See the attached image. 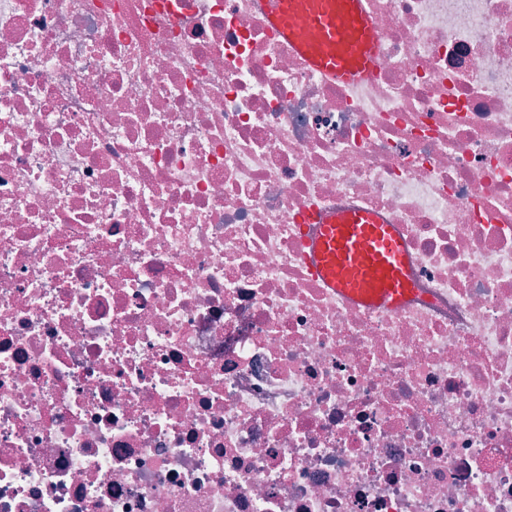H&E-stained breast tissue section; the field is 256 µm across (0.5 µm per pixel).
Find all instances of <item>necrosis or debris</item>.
<instances>
[{
	"label": "necrosis or debris",
	"instance_id": "obj_1",
	"mask_svg": "<svg viewBox=\"0 0 512 512\" xmlns=\"http://www.w3.org/2000/svg\"><path fill=\"white\" fill-rule=\"evenodd\" d=\"M0 0V512H512V0ZM392 225L411 291L313 277ZM264 12L314 71L345 85L375 72L380 36L364 0H264ZM315 218L306 255L312 275L368 307L397 308L411 288L405 249L392 225L363 210Z\"/></svg>",
	"mask_w": 512,
	"mask_h": 512
}]
</instances>
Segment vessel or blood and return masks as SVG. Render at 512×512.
I'll return each mask as SVG.
<instances>
[{
	"instance_id": "vessel-or-blood-1",
	"label": "vessel or blood",
	"mask_w": 512,
	"mask_h": 512,
	"mask_svg": "<svg viewBox=\"0 0 512 512\" xmlns=\"http://www.w3.org/2000/svg\"><path fill=\"white\" fill-rule=\"evenodd\" d=\"M264 12L314 71L345 85L375 72L380 36L364 0H264ZM306 256L310 272L364 305L390 311L410 291L405 249L371 212L319 218Z\"/></svg>"
}]
</instances>
